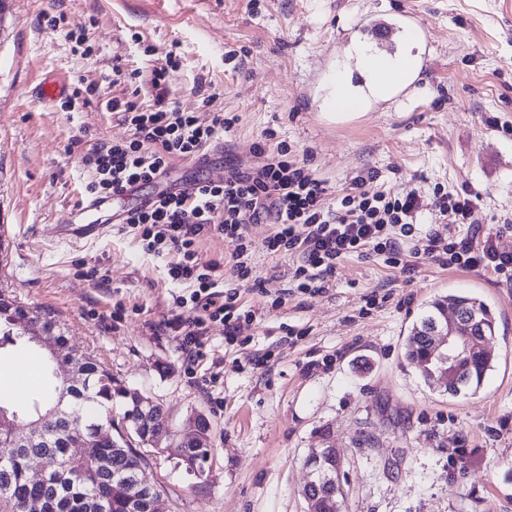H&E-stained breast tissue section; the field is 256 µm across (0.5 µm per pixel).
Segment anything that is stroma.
I'll return each mask as SVG.
<instances>
[{"mask_svg": "<svg viewBox=\"0 0 512 512\" xmlns=\"http://www.w3.org/2000/svg\"><path fill=\"white\" fill-rule=\"evenodd\" d=\"M405 11L428 32L412 39L427 59L412 92L330 109L336 71L361 79L359 16ZM172 46L181 110L201 111L203 79L237 118L207 168L181 162L177 174L219 180L248 167L271 130L329 199L371 174L374 188L415 192L418 222L450 238L467 229L435 218V186L477 193L481 235L512 251V232L499 231L512 225V0H0V293L54 316L71 346L159 403L177 434L208 419L203 475L168 452L149 457L143 476L164 488L166 512H307L306 459L327 446L344 462L343 512H512V286L493 274L426 262L408 275L367 252L344 259L326 293L277 304L256 281L283 276L292 258L260 250L255 278L224 271L252 321L230 341L210 324L193 355L165 326L186 315L179 299L190 294L167 278L173 254L145 252L118 224L62 240L90 179L84 144L129 131L104 100L68 111L36 87L52 76L121 98L115 62L145 72ZM451 292L479 297L496 318L491 369L457 395L404 355L430 302Z\"/></svg>", "mask_w": 512, "mask_h": 512, "instance_id": "obj_1", "label": "stroma"}]
</instances>
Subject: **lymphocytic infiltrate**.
<instances>
[{"label": "lymphocytic infiltrate", "instance_id": "lymphocytic-infiltrate-1", "mask_svg": "<svg viewBox=\"0 0 512 512\" xmlns=\"http://www.w3.org/2000/svg\"><path fill=\"white\" fill-rule=\"evenodd\" d=\"M178 62L168 51L148 73L112 68L115 76L132 84L125 99H113L109 108L129 129L121 142L99 141L82 156L91 173L85 196L95 198L125 188L158 183L176 163L195 161L235 123L226 117L216 89L203 99L208 118L181 111L171 96L170 74ZM150 103L140 100L142 90ZM258 160L248 169H233L221 182L198 179L188 190L154 195L152 202L132 208L126 227L139 233L146 251L160 255L176 252L168 265L169 278L190 287V317L168 320L183 347L196 351L208 325L221 322L226 336H234L240 320L250 312H237V295L224 290V265L203 259L201 245L221 239L232 247L230 260L239 279L252 276L257 247L270 254L285 252L294 262L286 287L274 289L276 300L290 290L326 292L340 262L370 250L386 263L414 272L420 261L442 267L488 271L512 283V252L500 251L491 238L477 233L454 239L439 230H421L415 216L421 204L415 193L368 187L358 177L337 203H328L322 181L301 162L290 144L266 133L254 145ZM267 225L261 243H254L249 227Z\"/></svg>", "mask_w": 512, "mask_h": 512}]
</instances>
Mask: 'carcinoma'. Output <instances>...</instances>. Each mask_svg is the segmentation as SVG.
<instances>
[{
    "label": "carcinoma",
    "instance_id": "cac0c4a2",
    "mask_svg": "<svg viewBox=\"0 0 512 512\" xmlns=\"http://www.w3.org/2000/svg\"><path fill=\"white\" fill-rule=\"evenodd\" d=\"M473 319L474 335L484 339L494 335L495 317L482 300L469 295L450 293L434 300L427 314L415 325L406 346V360L419 364L428 355V336L447 310ZM28 312L7 299H0V319L17 328ZM12 344H22L36 352L41 360L42 383L37 391L21 402L0 398V414L9 421L38 418L57 406L65 415L58 431L37 435L19 447L0 436V512H34L31 504H40V512H165L164 490L143 478L148 464L144 449L158 440L170 438L168 423L157 422L150 434L141 430V412L122 381L112 375L100 361L86 353H75V361L85 374L84 386L73 389L58 375V365L50 353L32 337L16 336ZM492 367L491 353L481 349L462 364L463 379L459 385H448V393L460 389L480 388ZM123 401L121 425L112 420L114 400ZM115 430L104 440L95 438L97 429ZM88 441L81 455L72 454L66 445L74 436ZM187 458L195 472H204L211 455L207 439L185 446ZM327 449L312 452L307 465L315 474V484L305 489L316 512H341V496L320 482V471L326 467ZM32 456L44 458L48 480L36 484L28 477Z\"/></svg>",
    "mask_w": 512,
    "mask_h": 512
}]
</instances>
